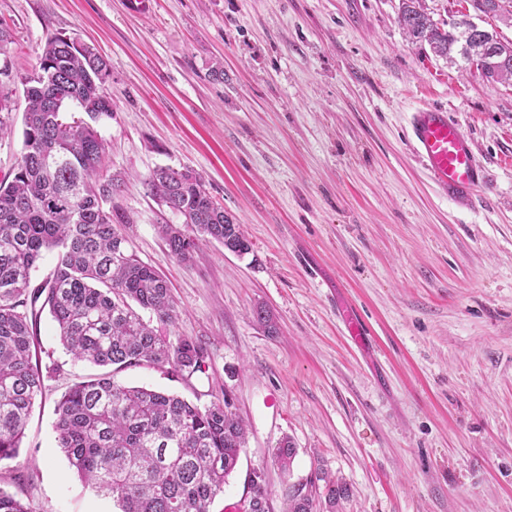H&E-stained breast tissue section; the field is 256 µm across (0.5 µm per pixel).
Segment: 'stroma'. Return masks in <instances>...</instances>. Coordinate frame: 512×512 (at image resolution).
I'll return each mask as SVG.
<instances>
[{
	"instance_id": "stroma-1",
	"label": "stroma",
	"mask_w": 512,
	"mask_h": 512,
	"mask_svg": "<svg viewBox=\"0 0 512 512\" xmlns=\"http://www.w3.org/2000/svg\"><path fill=\"white\" fill-rule=\"evenodd\" d=\"M399 0H0L12 42L11 134L0 180L22 151L20 76L55 36L106 59L113 116L105 206L126 216L130 246L168 281L170 338L208 350L183 381L147 364L118 383L199 405L228 398L247 426L237 472L211 512L247 495L264 468L271 512L288 493L319 498L341 480L338 512H512V84L490 83L429 48L398 21ZM445 108L487 179L470 201L429 179L409 138L417 108ZM188 169L241 224L237 255L211 241L178 261L157 224L178 216L148 194L157 168ZM369 329L357 344L338 313ZM276 323L268 333L253 314ZM36 353L59 365L37 401L0 489L37 512H114L57 446L54 406L92 366L63 349L49 312ZM290 469L272 456L283 438Z\"/></svg>"
}]
</instances>
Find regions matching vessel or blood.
<instances>
[{
  "label": "vessel or blood",
  "mask_w": 512,
  "mask_h": 512,
  "mask_svg": "<svg viewBox=\"0 0 512 512\" xmlns=\"http://www.w3.org/2000/svg\"><path fill=\"white\" fill-rule=\"evenodd\" d=\"M412 136L432 180L449 195L470 197L485 181L472 142L445 110L424 106L410 116Z\"/></svg>",
  "instance_id": "b4317fda"
}]
</instances>
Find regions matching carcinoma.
I'll use <instances>...</instances> for the list:
<instances>
[{"label":"carcinoma","mask_w":512,"mask_h":512,"mask_svg":"<svg viewBox=\"0 0 512 512\" xmlns=\"http://www.w3.org/2000/svg\"><path fill=\"white\" fill-rule=\"evenodd\" d=\"M477 17L512 21V0H471ZM399 22L409 38L437 56L457 53L466 65L477 54L495 58L481 77L512 81V41L462 19L445 31L420 0H402ZM106 59L64 38L46 43L39 68L22 78L27 101L23 153L12 180L0 181V462L19 454L25 427L45 381L59 372L33 361L38 311L49 308L58 336L76 361L123 370L143 363L188 380L206 373L209 354L187 337L172 341L144 321L146 310L163 325L178 317L165 279L129 249L118 212L101 200L121 190L100 181L105 145L95 127L112 118V97L102 88ZM81 114L80 121L68 107ZM163 207L184 212V224L158 232L180 261H192L200 241L250 252L241 225L213 201L190 170L160 168L145 180ZM55 251L50 276L32 285L43 252ZM58 448L79 480L112 496L117 512H210L246 448V428L229 400L199 406L177 395L118 385L109 372L79 381L55 406ZM296 456L285 438L274 451L281 468ZM324 503L336 512L347 486L326 476ZM250 512H270L266 473L249 480ZM0 512H35L0 489ZM288 512H317L311 496L295 491Z\"/></svg>","instance_id":"carcinoma-1"}]
</instances>
